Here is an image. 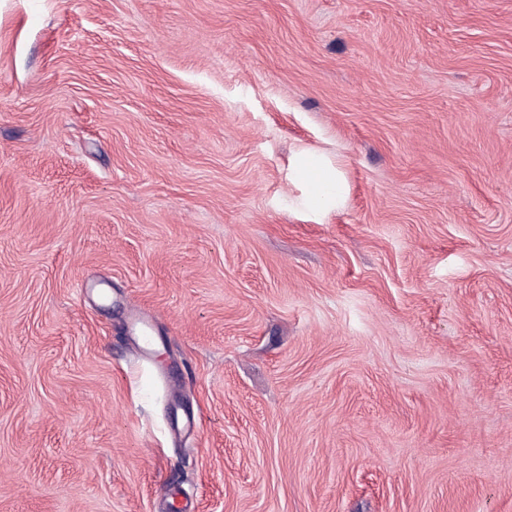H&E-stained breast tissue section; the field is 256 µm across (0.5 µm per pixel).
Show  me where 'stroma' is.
Segmentation results:
<instances>
[{
    "label": "stroma",
    "instance_id": "stroma-1",
    "mask_svg": "<svg viewBox=\"0 0 512 512\" xmlns=\"http://www.w3.org/2000/svg\"><path fill=\"white\" fill-rule=\"evenodd\" d=\"M174 496L512 512V0H0V512Z\"/></svg>",
    "mask_w": 512,
    "mask_h": 512
}]
</instances>
